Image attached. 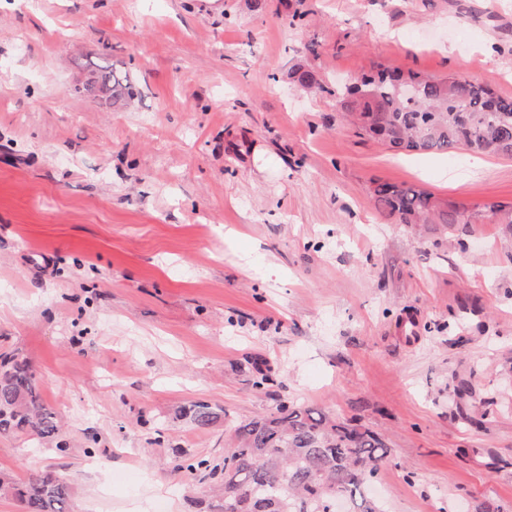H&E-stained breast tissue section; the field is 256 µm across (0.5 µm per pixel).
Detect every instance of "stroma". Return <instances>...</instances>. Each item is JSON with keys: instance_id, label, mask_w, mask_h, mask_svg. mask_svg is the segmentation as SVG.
I'll list each match as a JSON object with an SVG mask.
<instances>
[{"instance_id": "1", "label": "stroma", "mask_w": 512, "mask_h": 512, "mask_svg": "<svg viewBox=\"0 0 512 512\" xmlns=\"http://www.w3.org/2000/svg\"><path fill=\"white\" fill-rule=\"evenodd\" d=\"M0 0V352L30 362L66 453L0 438V470L69 478L72 512H198L185 449L283 400L377 433L385 512H512V230L419 231L408 182L512 202V159L393 157L300 94L381 63L512 98V0ZM140 91L75 93L96 53ZM275 382L255 388L257 370Z\"/></svg>"}]
</instances>
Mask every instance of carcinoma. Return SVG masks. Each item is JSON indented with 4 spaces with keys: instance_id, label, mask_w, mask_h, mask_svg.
Returning <instances> with one entry per match:
<instances>
[{
    "instance_id": "carcinoma-1",
    "label": "carcinoma",
    "mask_w": 512,
    "mask_h": 512,
    "mask_svg": "<svg viewBox=\"0 0 512 512\" xmlns=\"http://www.w3.org/2000/svg\"><path fill=\"white\" fill-rule=\"evenodd\" d=\"M95 82L83 92L96 96L112 87V107L123 108L137 98L129 73L105 53L90 59ZM305 91L336 98V109L359 134L398 154L452 153L512 158V99L463 77L436 78L420 72L373 66L357 79L332 89L314 70L298 65L288 73ZM371 199L377 211L403 224H439L452 229L480 218L420 188L374 182ZM486 213L512 225V204L489 202ZM183 415L197 428L224 420L232 433L222 464L193 453L180 455L177 466L214 479L207 494L224 505L229 485L243 488L239 512H334L336 495L345 496L351 512H381L369 494L390 451L373 432L339 417L279 403L259 418L240 420L198 401ZM26 436L61 449L60 418L40 393L29 362L13 352L0 353V437ZM0 497L17 501L23 512H71V484L54 472H36L25 479L0 471Z\"/></svg>"
}]
</instances>
